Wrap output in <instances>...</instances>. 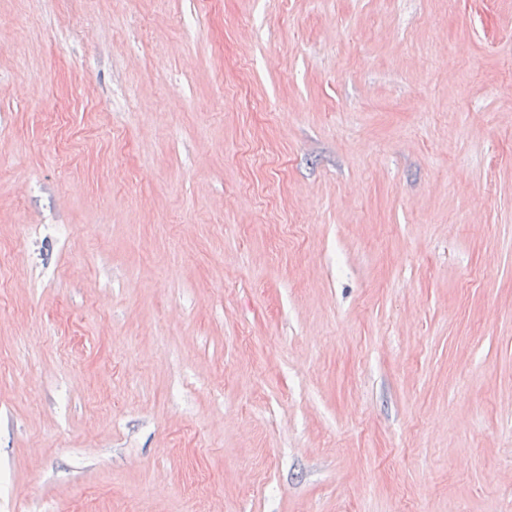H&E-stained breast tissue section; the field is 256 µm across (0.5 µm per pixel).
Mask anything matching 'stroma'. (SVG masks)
I'll return each instance as SVG.
<instances>
[{
    "label": "stroma",
    "instance_id": "35a3bbf8",
    "mask_svg": "<svg viewBox=\"0 0 512 512\" xmlns=\"http://www.w3.org/2000/svg\"><path fill=\"white\" fill-rule=\"evenodd\" d=\"M0 32V512H512V0Z\"/></svg>",
    "mask_w": 512,
    "mask_h": 512
}]
</instances>
